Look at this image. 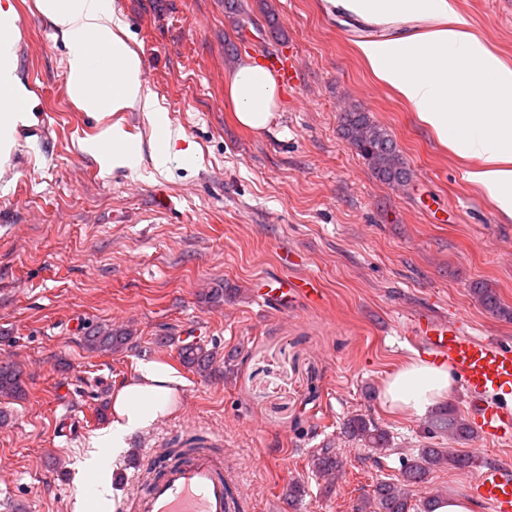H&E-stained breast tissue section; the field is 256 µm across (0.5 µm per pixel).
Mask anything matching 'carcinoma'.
I'll list each match as a JSON object with an SVG mask.
<instances>
[{"instance_id":"cac0c4a2","label":"carcinoma","mask_w":512,"mask_h":512,"mask_svg":"<svg viewBox=\"0 0 512 512\" xmlns=\"http://www.w3.org/2000/svg\"><path fill=\"white\" fill-rule=\"evenodd\" d=\"M341 129L344 137L368 162L376 177L396 184L410 181V171L391 136L383 127L373 122L367 113H344ZM472 292L489 313L505 318L512 317V311L503 306L494 289L477 283ZM130 339L131 333L125 329L101 327L85 336L87 346L97 352L121 349ZM215 358V350L198 343L180 347L183 364L201 372L209 370ZM22 392L23 379L20 370L12 365L1 364L0 396L16 397ZM425 429L435 437L446 434L457 440H468L474 435L472 428L450 403L428 414ZM344 433L347 437L361 442L374 454L385 452L389 446L388 432L358 415L346 420ZM475 462V457L469 454L451 455L443 448H423L417 457L404 464L398 482H376L372 491L361 498L356 512H410L409 488L424 483L433 469L445 464L466 468ZM313 467L318 473L335 479L343 472L344 461L333 449L322 448L313 459Z\"/></svg>"}]
</instances>
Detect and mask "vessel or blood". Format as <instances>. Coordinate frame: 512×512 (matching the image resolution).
<instances>
[{"instance_id":"obj_1","label":"vessel or blood","mask_w":512,"mask_h":512,"mask_svg":"<svg viewBox=\"0 0 512 512\" xmlns=\"http://www.w3.org/2000/svg\"><path fill=\"white\" fill-rule=\"evenodd\" d=\"M266 67L277 73L281 85L294 88L300 69L294 55L267 58ZM259 297L276 306L313 303L322 290L312 278H283L263 282ZM417 349L457 372L471 400L478 435L485 440L512 439V341L479 339L466 335L455 320L428 316L412 332ZM212 439L182 458L163 457L148 450L142 460L147 483L127 498L124 512H241L246 503L222 457L211 451ZM477 495L492 512H512V469L487 466L475 481Z\"/></svg>"}]
</instances>
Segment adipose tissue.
Here are the masks:
<instances>
[{"instance_id": "1", "label": "adipose tissue", "mask_w": 512, "mask_h": 512, "mask_svg": "<svg viewBox=\"0 0 512 512\" xmlns=\"http://www.w3.org/2000/svg\"><path fill=\"white\" fill-rule=\"evenodd\" d=\"M358 20L379 28L417 23L421 32L403 38L358 42L373 74L394 88L433 131L441 144L480 160L473 180L507 214H512V68L505 66L466 29L449 0H336ZM42 13L59 27L70 45L68 91L74 104L94 114L140 107L152 113L164 164L179 131L173 130L141 82L142 62L123 37L121 22L109 0H38ZM483 93L489 107L473 111L470 102ZM228 94L236 120L261 132L277 109L278 84L265 67L247 60L228 76ZM85 149L113 165L130 166L140 150L120 126L102 127ZM180 383L173 371L141 362L135 378L114 392L112 423L95 440L84 463L93 480L80 501L108 500L109 479L104 452L122 454L129 439L152 428L176 406ZM456 377L441 363L412 359L388 375L380 387L382 405L392 413L421 415L449 399Z\"/></svg>"}]
</instances>
